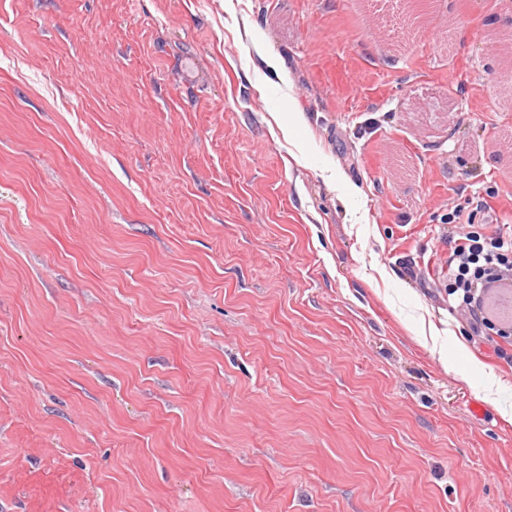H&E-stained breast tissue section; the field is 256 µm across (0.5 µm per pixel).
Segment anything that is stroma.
<instances>
[{
    "label": "stroma",
    "instance_id": "stroma-1",
    "mask_svg": "<svg viewBox=\"0 0 512 512\" xmlns=\"http://www.w3.org/2000/svg\"><path fill=\"white\" fill-rule=\"evenodd\" d=\"M511 12L0 0V512H512ZM458 236V237H456ZM448 302L467 313L470 329L476 336L486 330L511 322L512 317L491 311L486 296L491 288H504L512 277V236L508 233L488 235L448 232Z\"/></svg>",
    "mask_w": 512,
    "mask_h": 512
}]
</instances>
